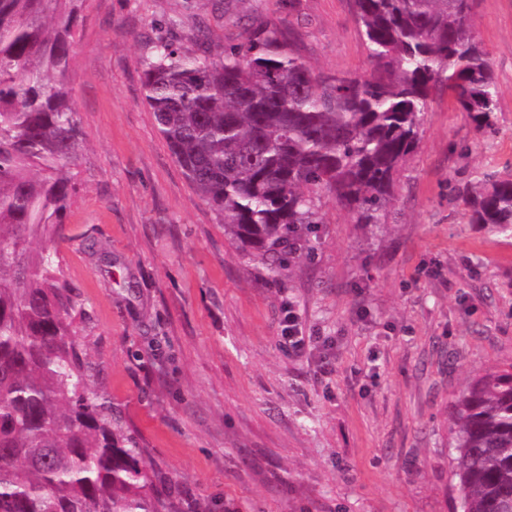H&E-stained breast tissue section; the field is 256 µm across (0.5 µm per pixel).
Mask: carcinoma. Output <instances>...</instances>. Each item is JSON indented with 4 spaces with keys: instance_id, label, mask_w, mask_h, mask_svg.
Segmentation results:
<instances>
[{
    "instance_id": "carcinoma-1",
    "label": "carcinoma",
    "mask_w": 512,
    "mask_h": 512,
    "mask_svg": "<svg viewBox=\"0 0 512 512\" xmlns=\"http://www.w3.org/2000/svg\"><path fill=\"white\" fill-rule=\"evenodd\" d=\"M476 0H353L371 70L317 71L272 22L218 63L170 44L145 63L143 99L224 231L274 273L322 223L332 194L382 224L416 151L433 92L496 125V77ZM82 0H0V512H169L139 442L89 388L77 302L57 251L83 151L71 104ZM459 198L470 223L512 233V174H481ZM460 512H512V365L454 404Z\"/></svg>"
}]
</instances>
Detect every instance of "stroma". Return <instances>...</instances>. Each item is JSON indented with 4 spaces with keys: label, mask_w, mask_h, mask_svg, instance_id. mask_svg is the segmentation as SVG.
Masks as SVG:
<instances>
[{
    "label": "stroma",
    "mask_w": 512,
    "mask_h": 512,
    "mask_svg": "<svg viewBox=\"0 0 512 512\" xmlns=\"http://www.w3.org/2000/svg\"><path fill=\"white\" fill-rule=\"evenodd\" d=\"M270 20L302 59L370 69L353 0H83L72 105L84 152L55 241L90 387L121 411L177 512H457L453 407L512 364V234L456 196L512 174V0H476L495 133L436 93L382 224L330 195L278 277L224 234L160 135L141 75L157 43L224 57ZM293 305L311 350L279 344Z\"/></svg>",
    "instance_id": "35a3bbf8"
}]
</instances>
